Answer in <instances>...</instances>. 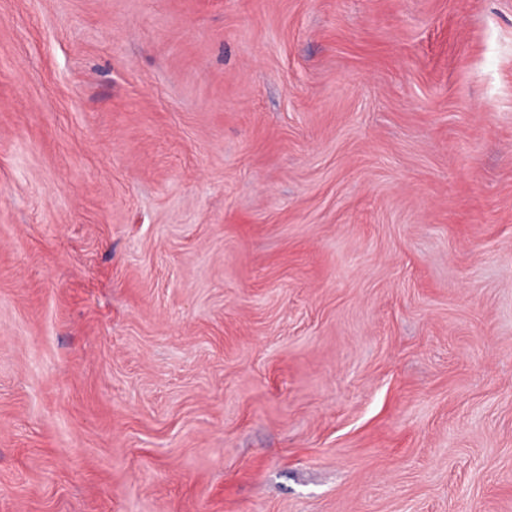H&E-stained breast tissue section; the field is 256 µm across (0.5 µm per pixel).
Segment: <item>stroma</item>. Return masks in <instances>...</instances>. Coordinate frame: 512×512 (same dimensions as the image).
Segmentation results:
<instances>
[{"mask_svg": "<svg viewBox=\"0 0 512 512\" xmlns=\"http://www.w3.org/2000/svg\"><path fill=\"white\" fill-rule=\"evenodd\" d=\"M0 512H512V0H0Z\"/></svg>", "mask_w": 512, "mask_h": 512, "instance_id": "1", "label": "stroma"}]
</instances>
